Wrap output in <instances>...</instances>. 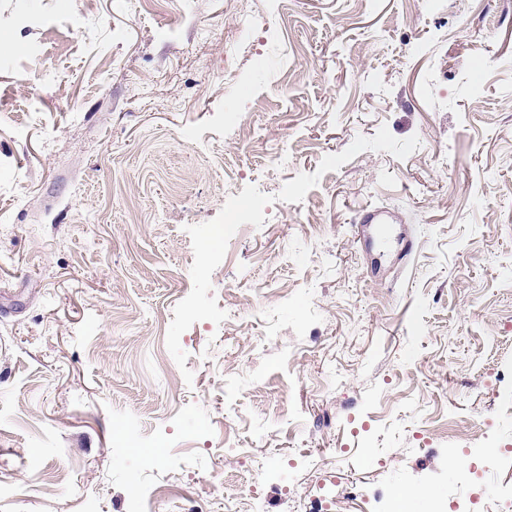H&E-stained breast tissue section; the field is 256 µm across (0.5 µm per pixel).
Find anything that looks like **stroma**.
<instances>
[{"instance_id": "stroma-1", "label": "stroma", "mask_w": 512, "mask_h": 512, "mask_svg": "<svg viewBox=\"0 0 512 512\" xmlns=\"http://www.w3.org/2000/svg\"><path fill=\"white\" fill-rule=\"evenodd\" d=\"M0 41V512H454L484 419L496 512L512 0H0Z\"/></svg>"}]
</instances>
